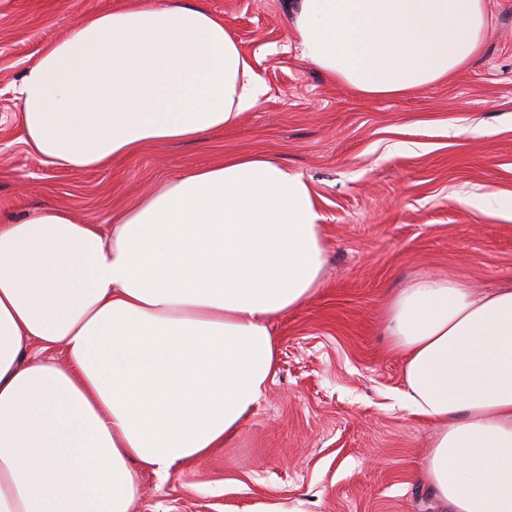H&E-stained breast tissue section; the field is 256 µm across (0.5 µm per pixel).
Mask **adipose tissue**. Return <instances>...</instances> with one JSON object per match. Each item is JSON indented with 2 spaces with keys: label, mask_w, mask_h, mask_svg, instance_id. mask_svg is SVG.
Here are the masks:
<instances>
[{
  "label": "adipose tissue",
  "mask_w": 512,
  "mask_h": 512,
  "mask_svg": "<svg viewBox=\"0 0 512 512\" xmlns=\"http://www.w3.org/2000/svg\"><path fill=\"white\" fill-rule=\"evenodd\" d=\"M488 23L486 0H298L292 20L305 58L374 99L448 80ZM15 92L29 151L69 170L232 125L267 86L208 9L139 0L82 15ZM322 220L302 174L239 156L105 230L56 207L0 224V512H132L139 470L230 445L276 374L272 321L320 284ZM385 327L436 427L437 512H512V285L421 276Z\"/></svg>",
  "instance_id": "ef3b65f1"
}]
</instances>
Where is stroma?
<instances>
[{
	"label": "stroma",
	"instance_id": "stroma-1",
	"mask_svg": "<svg viewBox=\"0 0 512 512\" xmlns=\"http://www.w3.org/2000/svg\"><path fill=\"white\" fill-rule=\"evenodd\" d=\"M135 0H0V215L68 209L109 224L161 184L245 155L301 173L323 216L327 265L273 323L278 372L234 442L145 472L134 512H435L417 473L434 433L401 397L385 301L423 275L512 283V0H489L469 67L414 94L366 98L302 59L289 0H196L233 32L268 91L235 126L149 144L105 170L44 166L22 141L14 93L43 46L88 11ZM490 194L493 207L468 205Z\"/></svg>",
	"mask_w": 512,
	"mask_h": 512
}]
</instances>
